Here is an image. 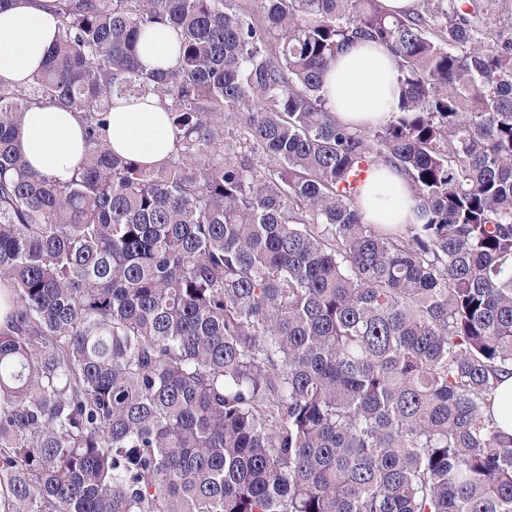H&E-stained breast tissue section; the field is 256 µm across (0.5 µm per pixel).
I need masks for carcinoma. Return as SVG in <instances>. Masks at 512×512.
Here are the masks:
<instances>
[{
	"instance_id": "carcinoma-1",
	"label": "carcinoma",
	"mask_w": 512,
	"mask_h": 512,
	"mask_svg": "<svg viewBox=\"0 0 512 512\" xmlns=\"http://www.w3.org/2000/svg\"><path fill=\"white\" fill-rule=\"evenodd\" d=\"M58 42L0 82V512H512V0H55ZM178 34L147 71L141 37ZM391 53L378 128L325 108L355 40ZM153 93L174 149L115 153ZM77 112L66 181L32 105ZM408 224H366L372 165ZM178 36L169 27L149 33L138 45V58L143 66L174 68L178 62ZM107 141L118 154L154 165L167 160L174 140L166 110L157 98L114 102ZM21 142L34 170L65 181L85 152L83 123L60 107L33 106L25 114ZM367 224H408L413 201L405 177L384 165L374 167L357 197ZM495 409L503 427L512 431V376L503 377L495 394Z\"/></svg>"
}]
</instances>
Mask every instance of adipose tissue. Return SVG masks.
Returning a JSON list of instances; mask_svg holds the SVG:
<instances>
[{"instance_id":"1","label":"adipose tissue","mask_w":512,"mask_h":512,"mask_svg":"<svg viewBox=\"0 0 512 512\" xmlns=\"http://www.w3.org/2000/svg\"><path fill=\"white\" fill-rule=\"evenodd\" d=\"M53 0H14L0 12V81L22 83L55 42L59 19ZM178 36L168 27L149 33L138 45L146 68H174ZM400 84L390 52L358 41L340 51L324 87L326 108L344 125L373 128L388 121L400 102ZM107 140L118 154L154 165L167 160L174 147L166 110L157 98L115 102L109 114ZM21 142L31 167L68 180L85 152L78 114L54 105L30 108ZM357 205L369 224H405L413 201L405 177L395 169L374 167L362 184Z\"/></svg>"}]
</instances>
